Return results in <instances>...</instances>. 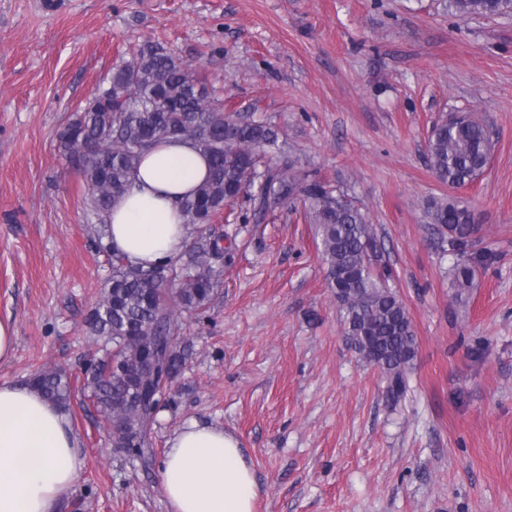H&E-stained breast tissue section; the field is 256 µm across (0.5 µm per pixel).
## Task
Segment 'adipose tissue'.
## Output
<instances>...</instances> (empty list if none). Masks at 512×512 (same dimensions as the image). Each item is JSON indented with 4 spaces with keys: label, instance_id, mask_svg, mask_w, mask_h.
I'll return each mask as SVG.
<instances>
[{
    "label": "adipose tissue",
    "instance_id": "obj_1",
    "mask_svg": "<svg viewBox=\"0 0 512 512\" xmlns=\"http://www.w3.org/2000/svg\"><path fill=\"white\" fill-rule=\"evenodd\" d=\"M190 139H170L142 160L132 188L110 211L106 237L134 264L178 259L188 239L179 202L207 178ZM82 459L65 410L28 384L0 383V512H59ZM160 481L170 512H254L252 464L223 427L191 420L166 443Z\"/></svg>",
    "mask_w": 512,
    "mask_h": 512
}]
</instances>
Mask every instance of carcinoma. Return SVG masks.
<instances>
[{
	"label": "carcinoma",
	"instance_id": "carcinoma-1",
	"mask_svg": "<svg viewBox=\"0 0 512 512\" xmlns=\"http://www.w3.org/2000/svg\"><path fill=\"white\" fill-rule=\"evenodd\" d=\"M448 7L461 17L512 16V0H448ZM177 135L194 140L209 160L205 182L180 202L183 224L191 230L221 219L259 224L302 197L304 219L316 225L321 238L343 336L356 354L380 369L388 398L400 402L416 337L364 210L319 172L276 163L272 153L282 151L276 125L234 118L195 69L145 44L112 68L57 142L59 157L85 183L86 210L100 224L98 246L111 257L110 283L86 319L105 347L83 386L104 420L116 417L130 431L123 447L140 452L147 445L158 402L183 363L184 352L176 345L179 318L202 312L223 275L216 262L224 250L216 240L200 238L181 263L150 266L130 264L101 243L112 203L127 191L142 157ZM492 149L489 127L475 113L450 112L433 123L426 160L435 179L455 189L485 172ZM241 199L251 204L248 216L233 209ZM422 219L437 230L443 251L456 258L451 287L460 298L473 286L476 271L491 265L497 254L477 248L481 225L460 198L426 197ZM30 383L47 400L68 407L72 379L65 372L42 369Z\"/></svg>",
	"mask_w": 512,
	"mask_h": 512
}]
</instances>
